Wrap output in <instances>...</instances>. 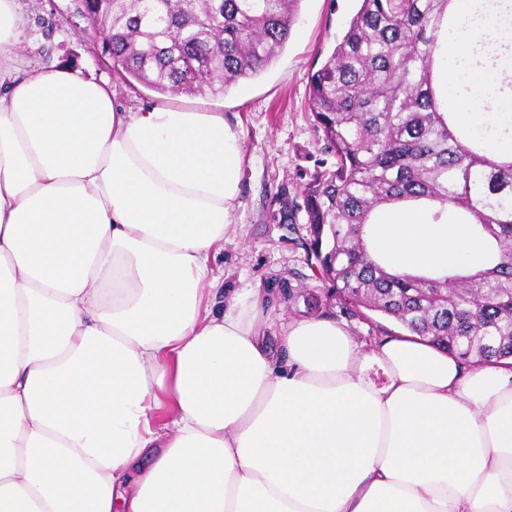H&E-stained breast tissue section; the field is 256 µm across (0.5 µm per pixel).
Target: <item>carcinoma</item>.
<instances>
[{"label": "carcinoma", "mask_w": 512, "mask_h": 512, "mask_svg": "<svg viewBox=\"0 0 512 512\" xmlns=\"http://www.w3.org/2000/svg\"><path fill=\"white\" fill-rule=\"evenodd\" d=\"M300 0H81L108 27L104 52L123 78L159 94L222 95L263 72L288 42ZM448 0H360L341 41L310 76L314 122L334 156L288 209L304 213L308 258L339 315L401 324L476 367L512 358V158L449 129L453 108L431 73ZM460 208L496 242L498 262L471 275H392L363 233L389 204Z\"/></svg>", "instance_id": "obj_1"}]
</instances>
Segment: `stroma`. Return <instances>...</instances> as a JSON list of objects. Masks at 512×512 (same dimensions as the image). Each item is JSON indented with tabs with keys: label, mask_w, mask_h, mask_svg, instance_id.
Here are the masks:
<instances>
[{
	"label": "stroma",
	"mask_w": 512,
	"mask_h": 512,
	"mask_svg": "<svg viewBox=\"0 0 512 512\" xmlns=\"http://www.w3.org/2000/svg\"><path fill=\"white\" fill-rule=\"evenodd\" d=\"M357 8V0H301L287 44L265 71L220 97L176 99L223 113L239 125L246 159L241 204L217 264L224 271L225 294L247 288L272 292L270 337L290 320L336 315L327 284L308 260L304 222H281L280 210L300 200L312 176L333 161L310 111L309 77L330 56ZM17 11L27 33L19 52L23 67L77 70L106 83L131 109L166 102V95L128 85L102 61L101 43L89 36L79 0H17Z\"/></svg>",
	"instance_id": "1"
}]
</instances>
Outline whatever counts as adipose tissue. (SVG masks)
<instances>
[{"mask_svg": "<svg viewBox=\"0 0 512 512\" xmlns=\"http://www.w3.org/2000/svg\"><path fill=\"white\" fill-rule=\"evenodd\" d=\"M450 10L458 121H512V0ZM24 36L0 0V512H512V366L326 318L269 345L267 294L225 299L215 270L237 125L19 69ZM364 240L394 275L472 274L491 250L398 204Z\"/></svg>", "mask_w": 512, "mask_h": 512, "instance_id": "1", "label": "adipose tissue"}]
</instances>
